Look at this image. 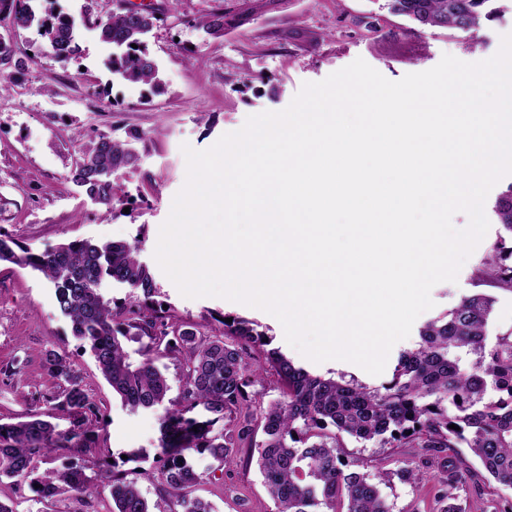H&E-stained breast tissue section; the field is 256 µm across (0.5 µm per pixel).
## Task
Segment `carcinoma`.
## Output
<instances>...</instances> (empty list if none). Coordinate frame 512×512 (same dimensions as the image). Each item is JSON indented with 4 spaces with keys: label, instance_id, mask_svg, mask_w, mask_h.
<instances>
[{
    "label": "carcinoma",
    "instance_id": "carcinoma-1",
    "mask_svg": "<svg viewBox=\"0 0 512 512\" xmlns=\"http://www.w3.org/2000/svg\"><path fill=\"white\" fill-rule=\"evenodd\" d=\"M0 0V22L13 33L0 40V59L13 69L0 76V96L25 83L28 65L15 58L18 38L35 30L33 56L48 54L66 63L77 53V25L97 32L111 48L109 68L120 79L161 87L159 68L151 55L149 37L160 21L158 10L130 15V0H107L105 12L97 0H86L81 19L57 9V0ZM493 0H389V11L426 29L475 33L496 12ZM253 12L251 0H224L191 20L212 38ZM138 157L126 141L101 134L84 146L69 180L94 203L111 209L121 202L112 177L133 168ZM493 212L503 229L490 253L474 272L475 279L512 292V185L496 199ZM136 242L93 243L75 239L43 251L34 250L0 231V262L41 273L54 288L59 311L73 336L89 347L105 380L132 412L162 403L171 390L157 363L172 356L181 360L180 388L161 418L159 468L149 479L176 499L181 512H215L195 495L207 477L194 462L208 455L228 463L235 449L258 448L257 466L277 512H391L378 483L359 471L344 469L337 449L347 435L365 445L448 451V480L438 490L442 512H462L457 490L476 478L512 489V331L496 334L490 322L495 298L477 292L451 310L425 322L419 344L398 357L389 381L369 387L355 378H325L295 365L254 323L234 317L221 322L217 334H205L190 324L167 322L153 306L157 289L151 271L140 259ZM110 281L130 289L128 300L114 303L100 291ZM136 341L140 360L134 363L124 341ZM265 349V363L284 382L282 396L269 403L250 397L248 388L262 379V369L250 363L251 345ZM473 355L465 364L460 352ZM41 366L59 393H33L34 401L72 418L65 433L56 431L51 414L0 423V481L38 485L44 498H68L83 505L94 494L84 468L39 471V464L58 448L89 452L95 447V427L101 407L83 387L73 361L65 352L45 351ZM220 431H215L217 424ZM458 429L450 428V425ZM263 439L256 443L257 430ZM466 447L479 463L474 466L455 449ZM425 459H408L379 483L393 476L405 483L422 479ZM111 480V512H172L167 500L149 503L135 481Z\"/></svg>",
    "mask_w": 512,
    "mask_h": 512
}]
</instances>
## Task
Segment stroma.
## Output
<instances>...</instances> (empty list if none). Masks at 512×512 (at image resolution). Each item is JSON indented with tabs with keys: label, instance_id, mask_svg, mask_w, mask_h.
Masks as SVG:
<instances>
[{
	"label": "stroma",
	"instance_id": "1",
	"mask_svg": "<svg viewBox=\"0 0 512 512\" xmlns=\"http://www.w3.org/2000/svg\"><path fill=\"white\" fill-rule=\"evenodd\" d=\"M224 0H180L178 15L195 18ZM500 12L484 22L477 35L447 29H424L391 14L387 0H278L254 12L250 20L211 39L167 15L149 40L158 63L162 90L125 82L107 69L109 51L96 32L77 31L79 53L69 63L42 55L29 66V80L12 97L0 99V229L42 250L68 239L141 242V258L149 266L157 298L170 314L202 330L218 318L239 316L256 321L274 346L294 364L326 377L342 374L378 386L388 381L401 352L413 349L419 336L410 333L392 348L387 370L374 376L340 360L315 363L286 343L272 315L223 298L183 297L154 258L161 225L186 177L182 145L211 147L223 134L240 129L248 116L285 109L303 83L319 82L355 59L365 60L389 80L436 66L450 54L465 62L492 57L502 35L512 33V0H500ZM132 142L136 168L121 172L116 182L123 195L113 210L90 203L69 180L79 146L107 134ZM499 232L491 224L486 236L461 267L456 282L431 290L430 319L480 288L474 278ZM66 351L88 393L101 406L98 446L112 458L118 473L137 481L148 500L161 494L147 479L158 453L163 407L129 411L105 381L90 353L84 352L69 323L60 315L51 284L18 266L0 263V366L23 368L22 381L0 379V423L43 411L33 402L34 390L53 388L41 368L45 350ZM138 460H131V453ZM427 458L425 478L417 485H383L380 492L393 512H440L436 492L447 472L441 454L425 448L364 446L347 441L340 451L350 468L368 474L396 468L411 454ZM256 449L241 448L233 464L209 457L198 460L208 470L197 496L211 501L216 512H276L258 474ZM83 466L94 477L96 493L86 512H109L111 486L99 478L93 458L71 448L60 449L47 462ZM0 500L14 512H74L68 499L40 500L28 486L0 484Z\"/></svg>",
	"mask_w": 512,
	"mask_h": 512
}]
</instances>
